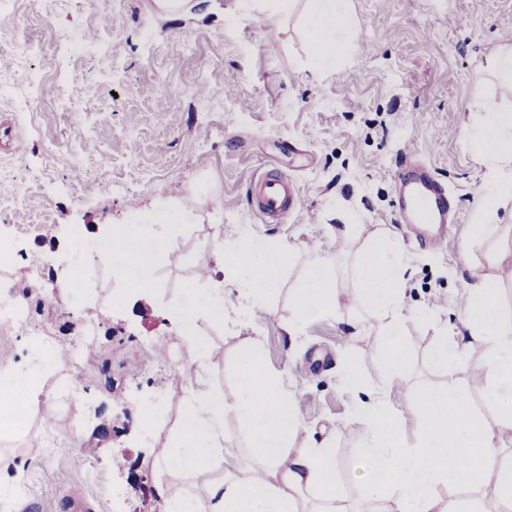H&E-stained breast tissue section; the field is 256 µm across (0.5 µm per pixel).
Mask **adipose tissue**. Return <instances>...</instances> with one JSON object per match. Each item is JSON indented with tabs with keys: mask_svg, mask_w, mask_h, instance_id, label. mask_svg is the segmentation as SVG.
<instances>
[{
	"mask_svg": "<svg viewBox=\"0 0 512 512\" xmlns=\"http://www.w3.org/2000/svg\"><path fill=\"white\" fill-rule=\"evenodd\" d=\"M308 48L316 69L328 68L341 32L353 28L350 0H312L305 15ZM466 148L486 166L490 178L483 187L487 213L512 201V108L495 99L482 103L479 118L464 122ZM477 239L494 238L483 255L482 275L466 282L467 306L462 323L468 342L484 348L491 381L485 396L497 420L488 423L470 410L453 383L422 391L415 402L419 431L408 436L404 418L382 402L356 409L351 421L365 436L364 499L376 512H512V457L504 456L512 440V311L498 298L500 269L512 262V225L478 224ZM127 268L148 277L157 257L168 252L165 237L154 229L115 230L111 238ZM287 246L243 239L223 249L217 263L232 262L237 284L248 289L251 313L268 311V296L276 289ZM408 259L388 231L367 233L356 275L359 298L371 312L378 375L383 385L402 374L407 354L401 336L405 316L402 301ZM293 325L335 314L336 275L332 263L315 256L293 288ZM467 342V343H468ZM236 377L240 393L233 400L205 391L194 392L175 446L164 459L167 473L193 475L216 472L204 495L167 501L165 512H346L338 505L336 460L329 448L296 449L301 422L283 386L262 368L251 339L237 343ZM55 355L33 357L32 384L23 400L0 392L8 408L0 422L38 410L41 378ZM234 415L249 431L247 468L225 471L230 453L220 440L226 415ZM469 490V497L449 502L437 489L445 485ZM315 492L307 505L303 492Z\"/></svg>",
	"mask_w": 512,
	"mask_h": 512,
	"instance_id": "adipose-tissue-1",
	"label": "adipose tissue"
}]
</instances>
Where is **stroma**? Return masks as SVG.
I'll return each mask as SVG.
<instances>
[{"mask_svg": "<svg viewBox=\"0 0 512 512\" xmlns=\"http://www.w3.org/2000/svg\"><path fill=\"white\" fill-rule=\"evenodd\" d=\"M352 5L356 37L339 43L335 68L320 73L297 16L274 13L267 0H186L175 13L159 12L154 0H15L0 14V59L40 70L43 100L61 89L69 101L64 111L23 114L12 98L27 86L0 98V117L23 140L20 152L0 149V194L20 187L26 196L12 223H0V239L14 246L0 278L42 328L28 338L0 324V361L40 346H76L83 357L79 370L49 373L55 397L42 407L54 416L57 444L32 417L0 435V459L9 461L0 471V512H70L76 493L90 512H162L158 475L176 431L149 446L141 416L165 389L185 408L191 383L176 381L164 363L186 347L173 313L189 300L198 354L211 345L224 351L205 373L208 389L236 396L237 340H254L264 370L290 395L300 442L330 445L349 510L364 494V439L350 421L357 405L387 401L413 431L417 392L449 380L474 412L494 420L484 389L470 384L488 374L482 349L465 347L448 375L430 356L441 331L462 332L465 264L484 250L470 236L487 174L461 127L488 95L512 105V87L484 71L512 33V0ZM78 31L95 32L97 47L66 53V36ZM30 44L41 53L28 57ZM405 150L453 195L457 213L442 248L422 246L398 221L395 176ZM266 169L298 189V208L281 223L248 207L249 181ZM143 224L159 225L170 244L144 284L147 299L109 266L63 296L61 282L86 267L74 237L95 252L109 229ZM343 224L389 230L409 259L408 365L389 388L377 381L368 312L357 297L362 239L342 235ZM244 238L292 247L267 317L250 316L249 292L236 287L231 267L215 263L216 244ZM317 254L335 267L340 309L289 329L293 285ZM42 262L47 270L34 278L30 268ZM216 291L220 318L208 306ZM348 363L362 375L361 389L343 384Z\"/></svg>", "mask_w": 512, "mask_h": 512, "instance_id": "obj_1", "label": "stroma"}]
</instances>
